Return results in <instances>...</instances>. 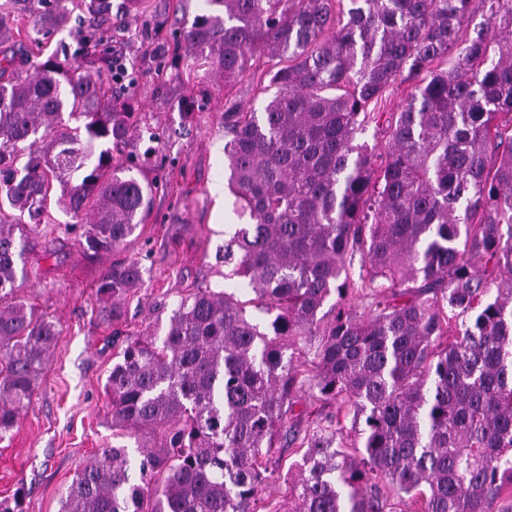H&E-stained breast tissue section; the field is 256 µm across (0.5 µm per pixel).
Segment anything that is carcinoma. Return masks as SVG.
<instances>
[{
	"label": "carcinoma",
	"instance_id": "1",
	"mask_svg": "<svg viewBox=\"0 0 512 512\" xmlns=\"http://www.w3.org/2000/svg\"><path fill=\"white\" fill-rule=\"evenodd\" d=\"M69 2L0 13V440L61 336L15 298L53 182L66 211L92 216L78 243L95 254L119 248L151 203L152 185L108 148L137 130L109 94L108 64L19 62L15 15L49 35L67 27ZM349 2L208 0L184 27L226 81L261 46L288 60L260 109L224 113L227 186L249 219L224 263L254 297L198 286L127 341L105 385L112 428L156 441L139 446L136 479L128 446L99 449L59 512H267L282 439L304 449L288 512H394L393 494L418 512H512V128L495 123L512 114V0ZM475 6L487 23L465 37ZM399 78L411 91L378 156L355 143L360 116ZM142 283L134 260L104 270L96 295L112 320ZM357 294L367 317L347 304ZM306 390L336 412L311 418Z\"/></svg>",
	"mask_w": 512,
	"mask_h": 512
}]
</instances>
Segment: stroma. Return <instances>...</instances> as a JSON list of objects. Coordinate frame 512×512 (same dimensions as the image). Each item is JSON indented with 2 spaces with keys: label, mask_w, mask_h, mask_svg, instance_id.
Segmentation results:
<instances>
[{
  "label": "stroma",
  "mask_w": 512,
  "mask_h": 512,
  "mask_svg": "<svg viewBox=\"0 0 512 512\" xmlns=\"http://www.w3.org/2000/svg\"><path fill=\"white\" fill-rule=\"evenodd\" d=\"M111 2L100 24L125 66L112 94L131 102L140 129L114 157L134 158L156 189L145 223L109 255L84 251L69 229L71 215L55 201L50 223L29 236L16 295L58 321L62 336L17 427L0 441V500L21 493L23 512H59L75 472L99 449L125 444L112 432L105 385L127 337L146 334L163 309L200 283L242 300L252 296L244 279L226 276L220 257L226 233L241 222L222 191L224 115L260 107L283 61L259 48L242 76L224 82L181 39L184 26L208 13L206 0H147L134 12L125 0ZM409 91L399 83L370 104L379 118L365 124L358 142L384 150L386 120ZM126 259L140 262L144 282L115 323L95 290L103 269Z\"/></svg>",
  "instance_id": "stroma-1"
}]
</instances>
